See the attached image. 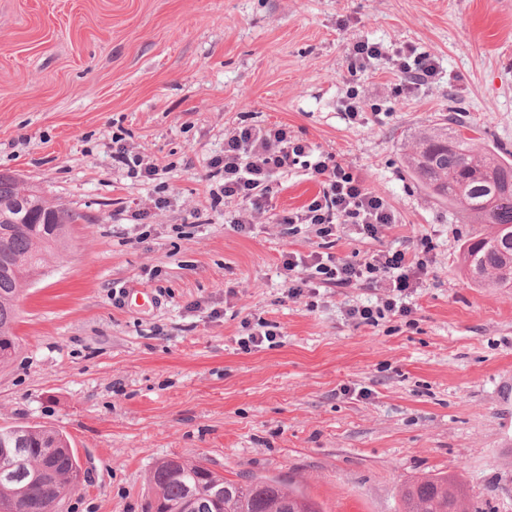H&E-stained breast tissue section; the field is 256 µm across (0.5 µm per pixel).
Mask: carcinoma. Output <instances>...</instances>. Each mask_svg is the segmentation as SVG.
Wrapping results in <instances>:
<instances>
[{
	"mask_svg": "<svg viewBox=\"0 0 512 512\" xmlns=\"http://www.w3.org/2000/svg\"><path fill=\"white\" fill-rule=\"evenodd\" d=\"M480 128L455 111L443 122L418 132L404 156L410 176L470 224H486L467 240L461 257L478 284L512 287V151L484 146ZM23 188L0 172V363L20 349L16 334L17 299L23 279L39 273L47 257L61 247L79 219L71 210L31 193L27 203L32 224L11 223ZM0 448L21 449L22 464L0 457V512H39L66 500L82 477L74 449L63 434L45 427L0 428ZM149 512H181L189 493L202 502L198 512H321L299 490H287L268 477L228 479L200 462L165 459L150 470ZM224 488V498L212 496ZM400 512H467L465 496L446 476L413 484L404 493Z\"/></svg>",
	"mask_w": 512,
	"mask_h": 512,
	"instance_id": "1",
	"label": "carcinoma"
}]
</instances>
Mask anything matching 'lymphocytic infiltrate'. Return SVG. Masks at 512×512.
Masks as SVG:
<instances>
[{"label":"lymphocytic infiltrate","mask_w":512,"mask_h":512,"mask_svg":"<svg viewBox=\"0 0 512 512\" xmlns=\"http://www.w3.org/2000/svg\"><path fill=\"white\" fill-rule=\"evenodd\" d=\"M388 65L402 74L391 93L400 97L434 76L437 62L429 53L412 47L386 51L381 44L366 40L352 46L353 68L367 69L372 63ZM221 180L219 192L227 199L241 200L243 207L233 223L237 230L251 228L257 215L269 207L272 185L277 176L301 167L314 177L320 189L298 211L282 216L290 230L306 225L316 236L335 235L342 224L354 226L364 239H379L385 227L394 224L396 215L389 202L371 190L350 166L335 161L332 155L316 152L286 125H244L224 137V156L212 164ZM282 269L293 298L316 297L323 288L368 287L384 289L376 304L353 305L347 315L356 324L375 326L390 316L412 313L404 296L419 287L427 272L423 254L407 250H382L359 262L318 253L307 256L284 253Z\"/></svg>","instance_id":"1"}]
</instances>
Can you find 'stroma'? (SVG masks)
I'll return each mask as SVG.
<instances>
[{"label":"stroma","instance_id":"35a3bbf8","mask_svg":"<svg viewBox=\"0 0 512 512\" xmlns=\"http://www.w3.org/2000/svg\"><path fill=\"white\" fill-rule=\"evenodd\" d=\"M364 39L439 71L396 100L392 74L366 71L352 123ZM452 107L512 149V0H0V172L80 216L20 293L0 427L69 437L88 473L69 512H144L170 457L278 478L322 512H399L405 487L443 474L469 512H512V288L471 280L474 225L403 163ZM244 123L288 125L393 206L379 239L340 227L337 257L432 243L411 316L356 325L345 310L375 302L366 288L289 298L282 252L320 240L277 217L319 185L281 176L237 231L207 173ZM118 137L155 179L113 161ZM260 320L275 342L244 349Z\"/></svg>","mask_w":512,"mask_h":512}]
</instances>
